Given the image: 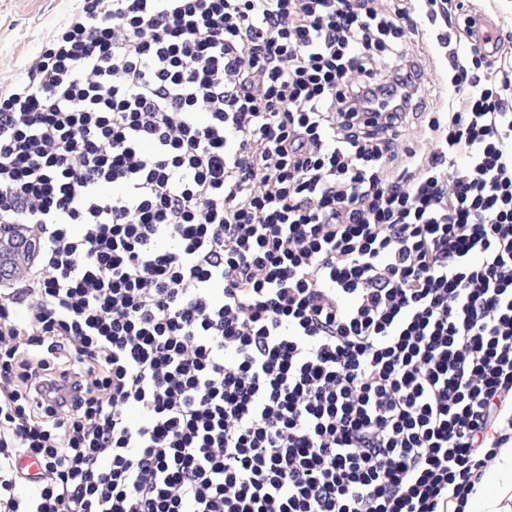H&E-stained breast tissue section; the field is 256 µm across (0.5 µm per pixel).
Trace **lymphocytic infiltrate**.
I'll return each instance as SVG.
<instances>
[{"instance_id": "lymphocytic-infiltrate-1", "label": "lymphocytic infiltrate", "mask_w": 512, "mask_h": 512, "mask_svg": "<svg viewBox=\"0 0 512 512\" xmlns=\"http://www.w3.org/2000/svg\"><path fill=\"white\" fill-rule=\"evenodd\" d=\"M418 32L78 0L0 93V512H464L512 446V70L449 50L428 112Z\"/></svg>"}]
</instances>
